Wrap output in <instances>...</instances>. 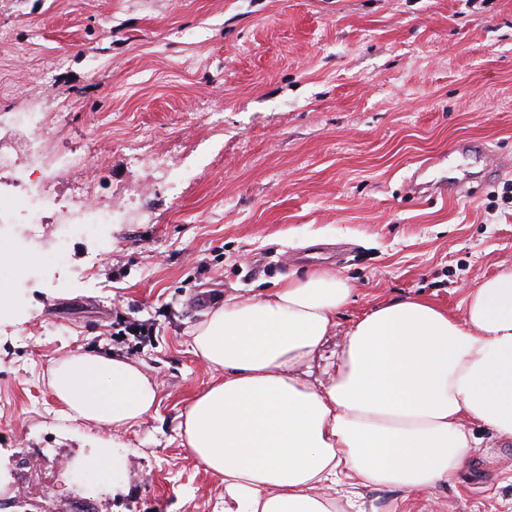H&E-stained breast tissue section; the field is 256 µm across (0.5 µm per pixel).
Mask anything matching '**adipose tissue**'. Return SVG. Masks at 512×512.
Here are the masks:
<instances>
[{
    "mask_svg": "<svg viewBox=\"0 0 512 512\" xmlns=\"http://www.w3.org/2000/svg\"><path fill=\"white\" fill-rule=\"evenodd\" d=\"M351 289L319 270L259 298L227 299L192 332L216 377L180 424L224 481V512H337L352 481L420 493L451 479L483 423L512 437V268L469 288L462 316L419 298L375 307L345 332L328 382L305 369ZM77 418L119 431L156 410L142 365L81 353L54 367Z\"/></svg>",
    "mask_w": 512,
    "mask_h": 512,
    "instance_id": "adipose-tissue-1",
    "label": "adipose tissue"
}]
</instances>
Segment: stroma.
<instances>
[{"label":"stroma","mask_w":512,"mask_h":512,"mask_svg":"<svg viewBox=\"0 0 512 512\" xmlns=\"http://www.w3.org/2000/svg\"><path fill=\"white\" fill-rule=\"evenodd\" d=\"M0 31V111L54 97L48 159L86 155L59 198L82 179L135 214L59 264L0 239L23 269L0 277V472L29 463L46 512H222L180 421L212 380L191 331L223 299L329 270L353 288L339 328L405 296L459 316L512 266V0H0ZM145 138L179 174L135 159ZM423 163L435 188L410 194ZM457 168L471 195L447 194ZM83 352L144 364L156 411L118 433L72 417L51 373ZM473 433L431 491L357 485L364 512H512V439ZM102 448L113 475L62 466Z\"/></svg>","instance_id":"stroma-1"}]
</instances>
